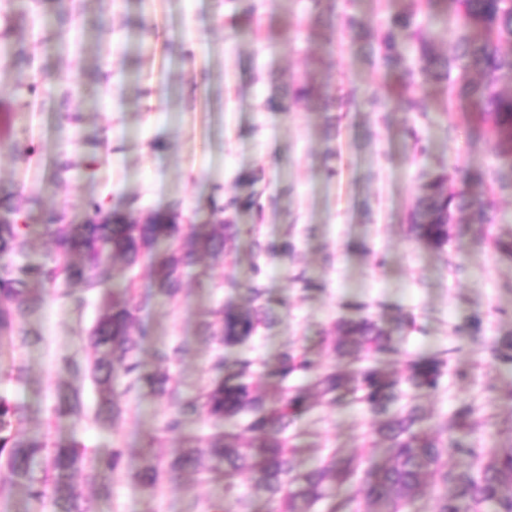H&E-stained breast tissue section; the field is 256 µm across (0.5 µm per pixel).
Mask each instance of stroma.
I'll return each mask as SVG.
<instances>
[{
	"label": "stroma",
	"mask_w": 512,
	"mask_h": 512,
	"mask_svg": "<svg viewBox=\"0 0 512 512\" xmlns=\"http://www.w3.org/2000/svg\"><path fill=\"white\" fill-rule=\"evenodd\" d=\"M248 2L255 12L246 23L236 21L231 0H0V208H16L28 225L29 262L51 263L56 223H85L93 203L142 217L173 208L184 225H213L225 202L262 191V216L238 212L231 247L202 256L185 269L177 297L154 299L141 313L133 331L141 372L176 350L167 369L188 397L210 384L216 357H248L262 386L284 349L330 367L328 342L340 321L369 317L389 326L402 312L414 324L395 331L400 354L378 358L379 367L448 357L440 389L421 401L425 428L453 431L486 451L512 445V360L490 351L512 338V257L489 243L512 240V190L489 197L476 182L494 169L512 172V161L492 153L469 103L449 101L443 84L418 90L427 117L371 111L368 97L392 100L401 76L366 62L343 12L352 8L375 26L408 10L409 0H324L318 10L311 0ZM304 80L347 81L358 104L329 127L316 103L285 104L283 83ZM411 125L426 146L420 158L404 133ZM444 169L457 187L490 198L496 221L484 223L482 206H473L453 224L448 246L435 250L410 237L405 216L420 185ZM285 242L292 256L256 250ZM130 280L149 292L150 268L130 275L116 259L97 290L77 285L67 297L45 290L41 308L0 337V395L21 406V437L74 442L90 458L124 448L121 467L103 475L110 496L74 476L92 512H206L224 495L211 474L164 471L152 489L133 475L183 436L220 424L197 415L165 431L167 401L124 374L112 382L121 417L94 422L96 387L64 368L69 359H92L90 332L113 290ZM253 284L265 290L275 324L243 345L206 335L211 311L246 306ZM31 327L42 343H21ZM460 327L466 335H457ZM73 382L84 397L80 420L54 412L59 388ZM464 405L473 413L459 429L455 413ZM375 423L348 398L317 406L292 428L294 466L310 468L332 449L385 456Z\"/></svg>",
	"instance_id": "35a3bbf8"
}]
</instances>
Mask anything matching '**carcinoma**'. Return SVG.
I'll use <instances>...</instances> for the list:
<instances>
[{
  "label": "carcinoma",
  "instance_id": "carcinoma-1",
  "mask_svg": "<svg viewBox=\"0 0 512 512\" xmlns=\"http://www.w3.org/2000/svg\"><path fill=\"white\" fill-rule=\"evenodd\" d=\"M438 8L455 23V48L449 55L433 51L427 28L420 21ZM344 23L348 32L366 39L370 66L401 71L404 89L392 101L396 109L424 111L417 88L443 83L449 99H462L472 106L485 143L500 155L512 154V92L500 88L502 82L512 81V51L503 50L505 45L512 46V0H413L410 10L388 15L373 29L364 28L354 14L345 15ZM284 98L291 103L315 99L325 112H346L356 104L351 92L338 95L331 86L317 90L308 82L285 84ZM475 202L469 192L454 189L452 177L443 172L423 183L406 223L416 242L441 249L448 244L456 214ZM228 207L257 213L263 210L259 195L233 199ZM175 217L174 210L166 209L141 220L119 210L105 213L97 206L84 224L57 225L59 249L50 266H34L24 260L29 225L1 218L0 328L10 327L16 317L41 307L43 297L36 286H49L62 296L75 282L88 290L97 288L104 281L108 263L116 257L129 271L149 264L154 269L155 289L151 295L176 297L181 291V270L193 265L199 253L223 251L235 237L237 225L230 219L211 229L193 225L188 247H172L160 253L156 251L159 241L172 243L183 235ZM249 293L250 307L214 311L215 319L205 324L206 330L213 335L221 332L222 340L233 344L247 340L262 326L273 325L275 317L262 303L263 289L256 285ZM147 301L148 297L137 293L134 280H129L123 299L112 302V309L102 315L89 336L96 353L92 365L82 368L67 364L77 375L90 373L98 386V422L113 421L123 413L112 379L139 368V340L132 336V329ZM392 341V331L370 318L343 320L331 340L339 365L320 370L307 354L286 349L265 393L254 386L253 362L249 359L226 365L224 358H218L214 365L218 378L195 397L176 396L165 369L138 376L137 380H147L154 393L170 403L166 429H179L183 418L192 414H205L226 423L222 432L186 438L183 446L173 449L164 461L166 470L174 474L217 473L224 483V499L211 503L208 512H251L248 498L239 493L244 480L250 483L252 494H261L275 504L276 512H307L318 503L324 504L325 512H355L353 498L336 495V485L354 479L365 500L373 505L370 512H406L428 478L443 488L435 512H512V446L493 449L474 470L456 472L448 469L445 458L464 450L478 459L476 449L444 432L418 429L422 415L417 405L390 413L391 406L402 397L414 398L440 388L448 371L444 358H409L399 376H391L377 366L351 369L364 355L396 353ZM297 372L309 378L317 399L311 401L303 390H290L284 385ZM347 397L382 417L377 432L390 442V456L373 464L361 455L340 457L332 451L314 468L293 471L290 456L295 448L288 435L293 422L324 400L336 402ZM56 411L77 419L84 417L82 392L77 388L60 392ZM20 418L21 407L0 396V459L4 460L0 486L21 487L28 497L40 499L48 494L36 477V469L44 463L41 453L45 444L15 436L14 427ZM247 433L258 436L259 443L244 441ZM123 456V449L114 448L106 457L88 463L73 446L56 448L44 463L53 472L48 495L55 512H90L70 481L71 473L81 468L95 484L100 472L118 469Z\"/></svg>",
  "mask_w": 512,
  "mask_h": 512
}]
</instances>
